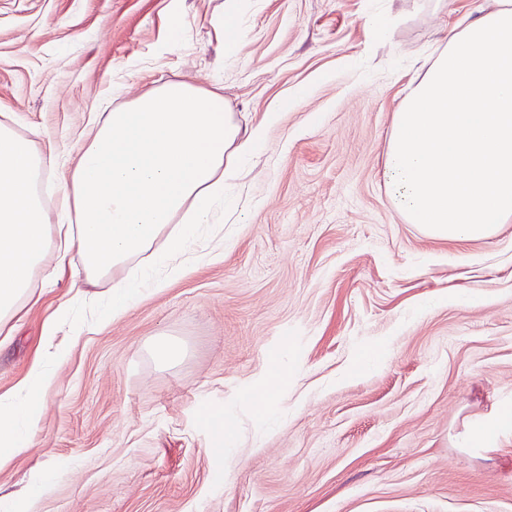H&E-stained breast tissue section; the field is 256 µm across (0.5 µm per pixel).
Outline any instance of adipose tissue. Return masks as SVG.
<instances>
[{
  "instance_id": "1",
  "label": "adipose tissue",
  "mask_w": 512,
  "mask_h": 512,
  "mask_svg": "<svg viewBox=\"0 0 512 512\" xmlns=\"http://www.w3.org/2000/svg\"><path fill=\"white\" fill-rule=\"evenodd\" d=\"M444 39L393 115L382 178L401 214L432 237L479 240L512 222V0H476L474 18ZM263 136L260 125L241 129L219 92L165 84L97 119L53 224L38 190L41 158L0 123V335L32 300L37 274L57 278L71 252L83 258L84 284L129 272L112 280L104 324L190 262L223 258L224 189ZM61 332L73 343L87 332L65 304L44 325L51 351L18 391L0 393V467L28 451L43 394L67 356L54 345Z\"/></svg>"
}]
</instances>
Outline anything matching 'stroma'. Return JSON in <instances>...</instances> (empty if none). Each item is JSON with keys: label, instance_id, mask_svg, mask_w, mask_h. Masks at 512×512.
Here are the masks:
<instances>
[{"label": "stroma", "instance_id": "1", "mask_svg": "<svg viewBox=\"0 0 512 512\" xmlns=\"http://www.w3.org/2000/svg\"><path fill=\"white\" fill-rule=\"evenodd\" d=\"M472 4L0 0V121L56 170L96 113L172 81L222 93L243 126L279 115L239 181L246 207L224 215L222 261L101 329L71 274L36 289L0 347V393L60 304L91 330L29 452L0 469V512H512V436L462 445L512 404V223L432 237L381 179L420 62ZM163 337L178 360H156ZM273 372L281 398L257 413Z\"/></svg>", "mask_w": 512, "mask_h": 512}]
</instances>
